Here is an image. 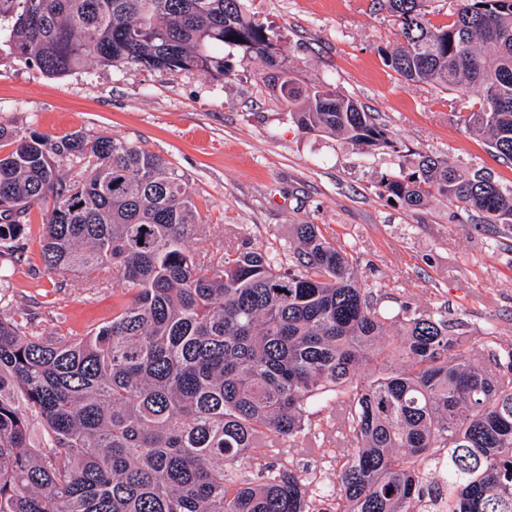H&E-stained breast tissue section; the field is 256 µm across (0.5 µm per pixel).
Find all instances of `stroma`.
<instances>
[{
  "label": "stroma",
  "instance_id": "stroma-1",
  "mask_svg": "<svg viewBox=\"0 0 512 512\" xmlns=\"http://www.w3.org/2000/svg\"><path fill=\"white\" fill-rule=\"evenodd\" d=\"M259 23L279 34L295 76L331 80L378 115L400 147L361 150L347 141L298 129L264 84L259 60L225 49V74L91 66L62 77L0 56V126L59 138L121 137L161 155L189 179L204 226L194 242L202 259L246 246H279L292 224H317L350 248L358 279L380 289L382 304L448 307L470 342L495 327L499 350L512 349V238L478 215L439 200L411 211L382 195L379 182L397 168L414 171L422 153L481 168L512 188V166L481 138L449 118L446 91L409 82L387 63L397 44L393 17L373 0H248ZM51 202L30 211L27 258L15 265L7 315L31 321L43 336H81L112 318L123 301L105 280L57 277L40 258V227ZM282 451L298 473L324 484L336 478L329 451Z\"/></svg>",
  "mask_w": 512,
  "mask_h": 512
}]
</instances>
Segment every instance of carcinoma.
Masks as SVG:
<instances>
[{
	"label": "carcinoma",
	"instance_id": "obj_1",
	"mask_svg": "<svg viewBox=\"0 0 512 512\" xmlns=\"http://www.w3.org/2000/svg\"><path fill=\"white\" fill-rule=\"evenodd\" d=\"M382 2L398 26L389 66L474 93L478 107L452 101L450 116L512 164V0H452L444 25L423 0ZM1 46L53 77L117 63L222 76L224 48L241 49L302 131L398 152L336 84L293 76L246 0H0ZM2 139L0 257L21 262L30 210L51 198L46 271L108 270L127 300L84 336L0 313V512H315L311 482L266 459L333 425L349 448L322 489L330 512H424L423 462L443 473L445 512H512V351L488 370L447 310L386 312L317 224L292 225L281 251L198 262L189 180L132 142L0 127ZM381 184L409 210L434 197L512 231V189L447 157L422 154ZM391 334L404 364L382 358L363 377ZM313 404L335 406L336 423L312 421Z\"/></svg>",
	"mask_w": 512,
	"mask_h": 512
}]
</instances>
